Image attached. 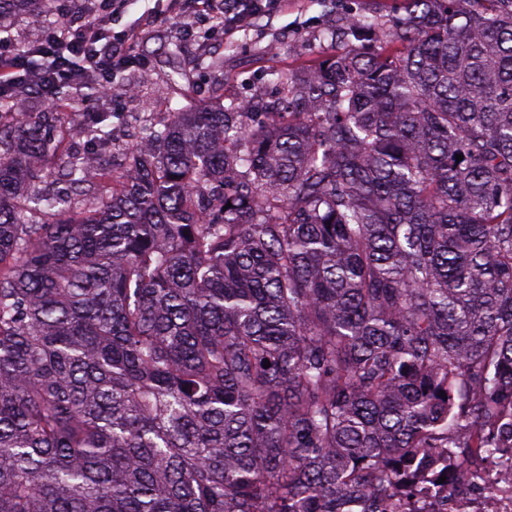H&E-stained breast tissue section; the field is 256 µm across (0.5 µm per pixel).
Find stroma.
<instances>
[{"label": "stroma", "mask_w": 512, "mask_h": 512, "mask_svg": "<svg viewBox=\"0 0 512 512\" xmlns=\"http://www.w3.org/2000/svg\"><path fill=\"white\" fill-rule=\"evenodd\" d=\"M150 8L157 21L139 46L140 62L123 72L136 96L117 91L108 100L82 98L74 115L85 123L102 112L118 113L125 148L143 135L147 114L160 123L168 113L191 103L276 100L275 72L299 69L318 57L343 52L345 42L331 36L337 21L349 11L381 12L385 0H289L287 10L275 11L272 21L212 45L204 44L205 27L198 20L191 24V35L171 39L177 18L168 0H129L123 23L135 21Z\"/></svg>", "instance_id": "stroma-1"}]
</instances>
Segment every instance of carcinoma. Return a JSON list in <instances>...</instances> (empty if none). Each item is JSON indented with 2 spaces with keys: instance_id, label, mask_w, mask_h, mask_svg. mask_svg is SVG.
<instances>
[{
  "instance_id": "cac0c4a2",
  "label": "carcinoma",
  "mask_w": 512,
  "mask_h": 512,
  "mask_svg": "<svg viewBox=\"0 0 512 512\" xmlns=\"http://www.w3.org/2000/svg\"><path fill=\"white\" fill-rule=\"evenodd\" d=\"M340 31L112 173L109 115L0 123V512H378L512 436V0Z\"/></svg>"
}]
</instances>
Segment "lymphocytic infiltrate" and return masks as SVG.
I'll use <instances>...</instances> for the list:
<instances>
[{
    "mask_svg": "<svg viewBox=\"0 0 512 512\" xmlns=\"http://www.w3.org/2000/svg\"><path fill=\"white\" fill-rule=\"evenodd\" d=\"M96 12H88L80 0H71L67 28L48 24L32 44L0 36V84L26 83L27 94L41 97L55 105L51 92L57 84H74L85 70L96 75L100 96L112 93L109 77L115 68L136 59V49L152 23L151 16H141L120 36H112L114 17L126 8L127 0H98ZM172 7L186 8L194 17L208 23L212 38L223 39L246 30L250 20L267 15L265 0H170ZM41 61V74L30 71L31 58Z\"/></svg>",
    "mask_w": 512,
    "mask_h": 512,
    "instance_id": "lymphocytic-infiltrate-1",
    "label": "lymphocytic infiltrate"
}]
</instances>
